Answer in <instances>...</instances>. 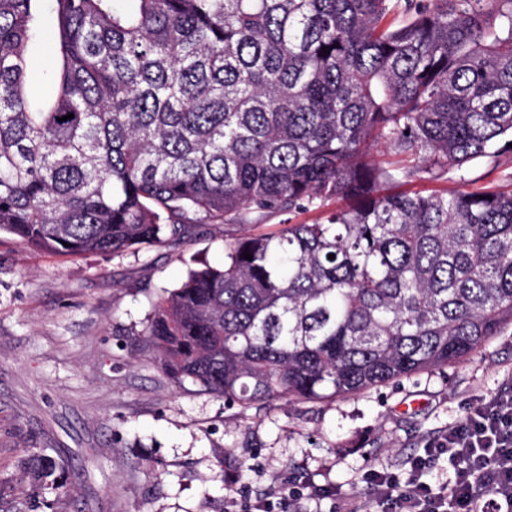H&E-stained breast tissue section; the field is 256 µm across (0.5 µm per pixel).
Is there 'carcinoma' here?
<instances>
[{
    "label": "carcinoma",
    "instance_id": "carcinoma-1",
    "mask_svg": "<svg viewBox=\"0 0 512 512\" xmlns=\"http://www.w3.org/2000/svg\"><path fill=\"white\" fill-rule=\"evenodd\" d=\"M509 143L512 0H0V234L118 254L319 213L154 305L163 372L230 402L356 394L512 325V188H408ZM64 469L35 455L25 487ZM53 70L54 65L48 52L43 50L40 55L37 53L36 81L32 83V89L35 93L41 92L49 85Z\"/></svg>",
    "mask_w": 512,
    "mask_h": 512
}]
</instances>
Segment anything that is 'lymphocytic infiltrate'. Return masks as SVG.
Instances as JSON below:
<instances>
[{"label": "lymphocytic infiltrate", "mask_w": 512, "mask_h": 512, "mask_svg": "<svg viewBox=\"0 0 512 512\" xmlns=\"http://www.w3.org/2000/svg\"><path fill=\"white\" fill-rule=\"evenodd\" d=\"M454 466L447 485L423 479L432 459ZM383 512H512V397L482 401L458 426L432 441L407 474L366 476Z\"/></svg>", "instance_id": "f902f5d3"}]
</instances>
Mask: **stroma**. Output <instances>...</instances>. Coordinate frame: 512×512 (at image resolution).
<instances>
[{
	"mask_svg": "<svg viewBox=\"0 0 512 512\" xmlns=\"http://www.w3.org/2000/svg\"><path fill=\"white\" fill-rule=\"evenodd\" d=\"M512 150L448 171V189L504 184ZM236 224L135 252L76 257L0 238V512H249L291 481L288 512H376L363 475L405 472L469 407L512 395V326L467 359L333 400L248 406L169 378L142 333L190 260L220 265ZM67 467L23 493L21 463ZM329 488L334 499L315 496Z\"/></svg>",
	"mask_w": 512,
	"mask_h": 512,
	"instance_id": "stroma-1",
	"label": "stroma"
}]
</instances>
